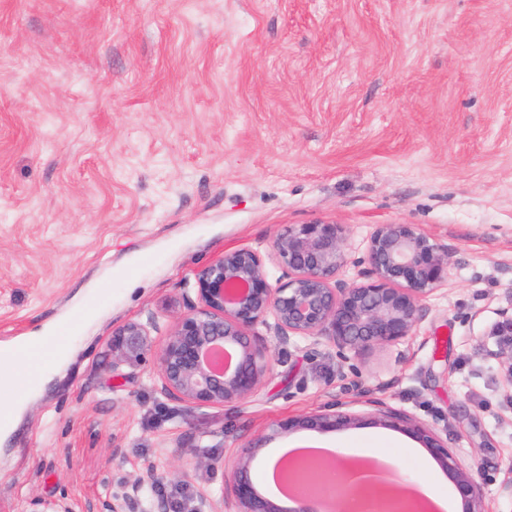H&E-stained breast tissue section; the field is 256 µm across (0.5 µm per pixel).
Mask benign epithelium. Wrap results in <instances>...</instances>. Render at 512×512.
<instances>
[{"label":"benign epithelium","mask_w":512,"mask_h":512,"mask_svg":"<svg viewBox=\"0 0 512 512\" xmlns=\"http://www.w3.org/2000/svg\"><path fill=\"white\" fill-rule=\"evenodd\" d=\"M344 225L314 221L293 224L275 238L264 255L251 248L224 252L201 268L194 288L182 294L181 314L163 345L155 350L150 322L129 321L112 332V369L138 367L152 361L161 395L188 406L224 407L240 403L258 391L271 369V336L285 352L295 338L325 344L341 362L357 359L376 347L399 344L413 335L426 315L425 301L448 284L449 248L415 224H378L366 246L351 251ZM281 275L270 282L268 264ZM352 267L355 277L341 273ZM265 330L269 336L260 334ZM490 335L512 399V306L501 310ZM224 347L234 363L215 367L211 353ZM379 421L420 440L454 484L461 512H485L484 484L460 466L447 446L426 427L401 413L386 411ZM354 425L346 413H314L281 421L278 428L334 431ZM253 452L241 453L225 472L233 492V512H315L310 499L295 497L280 505L261 496L251 478ZM158 482L150 470L127 485L121 497L105 499L98 512H137L141 491ZM368 498L381 512H412L409 483L389 493L367 481Z\"/></svg>","instance_id":"7a95c632"}]
</instances>
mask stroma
I'll list each match as a JSON object with an SVG mask.
<instances>
[{
  "instance_id": "1",
  "label": "stroma",
  "mask_w": 512,
  "mask_h": 512,
  "mask_svg": "<svg viewBox=\"0 0 512 512\" xmlns=\"http://www.w3.org/2000/svg\"><path fill=\"white\" fill-rule=\"evenodd\" d=\"M414 224L448 245V284L407 340L350 363L304 340L240 404L164 399L152 365L112 369L119 325L162 345L197 271L269 252L288 225ZM512 303V0H0V348L72 330L67 358L0 431V512L141 491L232 512L254 446L396 439L412 480L454 486L376 408L430 426L512 512V402L489 335ZM336 404L356 426L277 431ZM213 460L195 469V458Z\"/></svg>"
}]
</instances>
